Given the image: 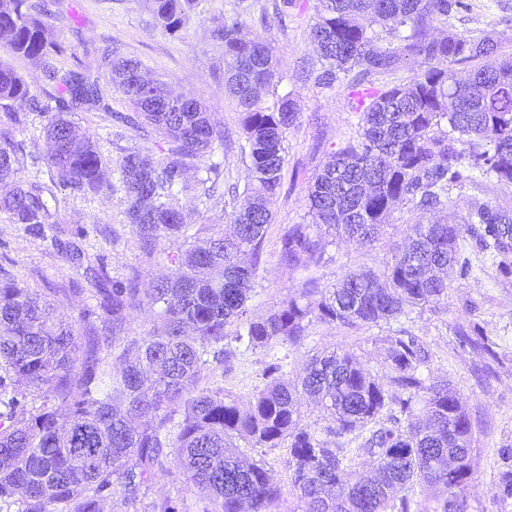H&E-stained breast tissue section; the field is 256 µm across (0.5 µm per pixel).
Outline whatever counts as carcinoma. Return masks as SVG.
<instances>
[{
  "mask_svg": "<svg viewBox=\"0 0 512 512\" xmlns=\"http://www.w3.org/2000/svg\"><path fill=\"white\" fill-rule=\"evenodd\" d=\"M200 2L153 0L155 23L179 37ZM465 7L463 0H315L309 37L318 55L308 77L316 89L346 86L359 133L337 145L309 186L316 232L306 224L288 228L281 264L321 260L331 236L370 244L393 209L437 212L448 206L453 186L491 177L512 184V54L490 37L435 34ZM306 10L298 0H281L278 14L284 23ZM378 26L391 41L383 42ZM267 28L262 14L249 27L232 20L216 32L250 172L248 205L229 216L232 234L177 247L167 255L170 274L145 291L137 272L111 277L97 259L94 303L78 314L81 332L37 290L0 280V502L17 512H102L115 494L133 512L140 504L144 512H190L178 493L148 498L152 477L171 464L206 501L203 512H282L274 471L245 457L247 448L281 444L288 448L289 486L305 512H470L472 423L448 381L423 384L425 351L416 336L401 330L388 339L387 384L338 346L312 358L296 383L279 362L267 363L266 384L246 408L210 386L230 367L235 344L299 345L315 320L344 328L388 324L443 298L460 264L462 225L414 224L382 274L355 270L327 292L309 283L267 315H250V284L283 179V142L296 119L290 94L268 101L279 58ZM0 42L41 65L58 102L55 111L38 110L46 121L43 155L32 158L16 134L26 131L21 112L35 97L25 77L0 61V109L11 122L0 128V184L9 186L0 194V221L58 245L55 195L25 178L29 161H43L50 182L77 195L111 187L100 145L78 136L68 119L94 105L119 124L148 125L162 137L157 155L119 148V188L144 254L162 241L188 239L180 206L190 190L187 171L204 172L198 182L209 202L223 176L221 163L206 162L224 142L207 104L172 97L117 47L81 72L56 68L51 60L64 47L51 34L43 0H0ZM470 63L463 83L454 66ZM409 64L419 67L415 80L380 84ZM102 69L131 113L106 102L107 88L95 75ZM465 223L482 226L487 248L504 252L512 241V215L489 203L471 209ZM318 293L321 299L311 301ZM156 305L153 330L121 347L126 366L105 369V354L116 349L131 312ZM301 392L321 403L325 437L302 423ZM350 435L360 440L355 448L338 442ZM362 456L373 461L369 473L355 466ZM418 487L425 496L413 511Z\"/></svg>",
  "mask_w": 512,
  "mask_h": 512,
  "instance_id": "1",
  "label": "carcinoma"
}]
</instances>
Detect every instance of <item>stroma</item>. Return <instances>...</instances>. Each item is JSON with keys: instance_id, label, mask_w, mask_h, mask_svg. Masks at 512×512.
Wrapping results in <instances>:
<instances>
[{"instance_id": "obj_1", "label": "stroma", "mask_w": 512, "mask_h": 512, "mask_svg": "<svg viewBox=\"0 0 512 512\" xmlns=\"http://www.w3.org/2000/svg\"><path fill=\"white\" fill-rule=\"evenodd\" d=\"M468 8L452 21L455 33L497 40L504 52H512V0H467ZM278 0H209L201 17L191 19L185 38L163 33L154 24L150 0H57L51 20L53 34L65 51L55 64L76 71L86 56L117 46L124 55L140 59L151 73L177 94L207 102L218 128L224 131L223 199L202 202L196 192L181 198L185 223L194 225L200 237L211 231L229 230L228 214L245 200L247 168L241 154L240 114L224 92V50L213 36L225 18L250 22L264 13L280 58L283 81L279 92H290L297 119L286 135L283 185L275 203V216L263 243L262 264L250 292L252 315L262 316L281 301L294 296L305 279L316 278L320 288H330L346 273L359 268L382 273L395 245L403 243L411 225L427 223L428 215L408 206L397 207L378 238L369 245L336 240L327 248L320 265L290 270L280 266V238L288 226L309 223L307 193L315 176L329 160L332 144L355 136L357 118L353 99L344 87L322 92L306 83L300 74L303 61L315 60L316 50L308 37V16L281 26ZM82 131L95 135L106 156L118 159L111 143L123 132V145L153 150L159 136L153 131L117 129L107 112L98 107L74 113ZM56 219L62 233L61 246H53L23 231L22 225L0 222V279L39 290L57 302L66 317H77L91 302V274L73 266L65 245L78 241L89 255L103 256L109 275L130 269L141 273L142 286L168 273L166 255L146 260L125 217L123 192L101 191L89 198L54 187ZM451 203L437 213L438 221L463 223L471 205L488 202L512 211V187L487 183L478 187L456 186ZM82 238H75V231ZM465 273L453 274L448 295L437 304L424 306L404 321V328L418 336L428 352L422 369L425 380L444 379L459 394L473 424V479L468 487L472 504L487 512H512V498L498 500L499 451L512 448V275L504 276L492 264L488 250L476 235H466L461 248ZM480 330L495 344V357L482 356L459 343L460 332ZM387 325L361 329L313 323L309 336L296 347L279 345L273 351L240 352L231 361L219 384L226 393L247 401L264 388L263 370L269 354L281 357L288 376L299 374L311 355L345 345L356 354L361 367L379 381L389 374L384 364Z\"/></svg>"}]
</instances>
